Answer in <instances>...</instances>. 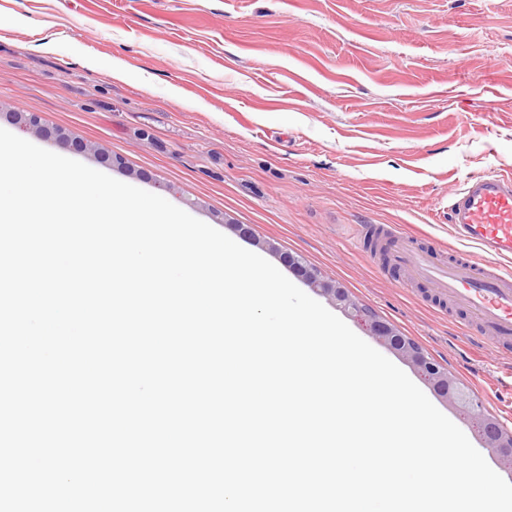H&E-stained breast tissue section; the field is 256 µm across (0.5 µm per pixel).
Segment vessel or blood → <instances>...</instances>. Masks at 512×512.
Wrapping results in <instances>:
<instances>
[{"instance_id":"obj_1","label":"vessel or blood","mask_w":512,"mask_h":512,"mask_svg":"<svg viewBox=\"0 0 512 512\" xmlns=\"http://www.w3.org/2000/svg\"><path fill=\"white\" fill-rule=\"evenodd\" d=\"M455 235L475 243L484 257L427 247L396 224H365L360 238L381 246L379 262L409 284L430 287L439 303L462 311L481 338L512 350V175L467 177L448 205Z\"/></svg>"}]
</instances>
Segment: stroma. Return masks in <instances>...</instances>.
Returning a JSON list of instances; mask_svg holds the SVG:
<instances>
[{"label": "stroma", "instance_id": "1", "mask_svg": "<svg viewBox=\"0 0 512 512\" xmlns=\"http://www.w3.org/2000/svg\"><path fill=\"white\" fill-rule=\"evenodd\" d=\"M0 103L119 162L25 140L269 262L300 256L512 430V353L381 272L356 231L468 249L449 196L512 173V0H0Z\"/></svg>", "mask_w": 512, "mask_h": 512}]
</instances>
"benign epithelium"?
I'll use <instances>...</instances> for the list:
<instances>
[{
    "mask_svg": "<svg viewBox=\"0 0 512 512\" xmlns=\"http://www.w3.org/2000/svg\"><path fill=\"white\" fill-rule=\"evenodd\" d=\"M9 116L14 124L26 132H33L40 136L53 134L58 140L69 143L80 151L93 153L103 162L120 163L119 159L112 157L100 146L73 140L61 129L50 130L42 125L41 118L34 113L11 111ZM271 250L297 277L321 294L328 296L361 325L368 335L407 361L429 384L437 397L452 405L460 414L472 419L477 425L483 447L489 449L503 467L512 469V431L505 429L494 416L484 413L482 404L475 395L462 386L448 370L424 353L409 338L400 334L393 325L370 313L346 289L335 283L321 280L312 267L296 256L282 252L274 246Z\"/></svg>",
    "mask_w": 512,
    "mask_h": 512,
    "instance_id": "obj_1",
    "label": "benign epithelium"
}]
</instances>
